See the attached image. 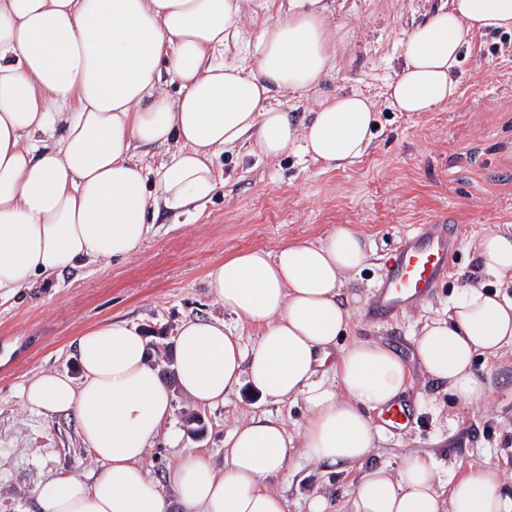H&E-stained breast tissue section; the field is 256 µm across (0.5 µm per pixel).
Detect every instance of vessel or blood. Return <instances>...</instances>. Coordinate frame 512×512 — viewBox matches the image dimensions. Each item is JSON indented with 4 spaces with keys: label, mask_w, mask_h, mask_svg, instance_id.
Masks as SVG:
<instances>
[{
    "label": "vessel or blood",
    "mask_w": 512,
    "mask_h": 512,
    "mask_svg": "<svg viewBox=\"0 0 512 512\" xmlns=\"http://www.w3.org/2000/svg\"><path fill=\"white\" fill-rule=\"evenodd\" d=\"M459 246L456 219L445 213L404 234L374 295L373 314L389 319L432 294L445 278ZM414 419L413 408L400 400L387 407L381 422L402 429Z\"/></svg>",
    "instance_id": "vessel-or-blood-1"
}]
</instances>
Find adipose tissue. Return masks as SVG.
<instances>
[{
  "label": "adipose tissue",
  "mask_w": 512,
  "mask_h": 512,
  "mask_svg": "<svg viewBox=\"0 0 512 512\" xmlns=\"http://www.w3.org/2000/svg\"><path fill=\"white\" fill-rule=\"evenodd\" d=\"M0 0V299L37 280L99 259L123 260L145 241L160 209L185 210L214 192V161L250 147L268 158L297 152L338 169L375 137L374 101L326 90L338 70L325 0ZM512 31V0H448L407 33L403 62L386 86L391 108L428 112L455 96L454 71L478 32ZM178 83V97L164 87ZM312 98L296 121L285 98ZM174 145L155 178L140 147ZM480 267L512 285V234L488 228L472 242ZM374 250L343 225L317 242L249 250L217 263L209 292L255 325L243 346L222 319L183 322L174 346L176 382L153 364L134 324L109 320L74 340L81 376L43 372L23 385L30 410L75 419L101 463L91 481H40V512H288L266 482L296 458L361 468L349 512H512L490 466L469 468L441 495L433 461L406 459L398 472L365 469L382 431L370 414L407 389L393 350L358 341L339 347L351 319L349 281ZM512 348V297L481 284L459 288L446 314L423 322L415 349L426 375L466 405L487 386L476 356ZM330 368L335 380L319 376ZM249 379L266 400L303 401L299 439L269 415L235 426L224 465L188 454L161 477L145 468L170 428L172 391L212 406Z\"/></svg>",
  "instance_id": "ef3b65f1"
}]
</instances>
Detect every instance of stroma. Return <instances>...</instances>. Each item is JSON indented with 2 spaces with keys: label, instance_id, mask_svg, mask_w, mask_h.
Wrapping results in <instances>:
<instances>
[{
  "label": "stroma",
  "instance_id": "stroma-1",
  "mask_svg": "<svg viewBox=\"0 0 512 512\" xmlns=\"http://www.w3.org/2000/svg\"><path fill=\"white\" fill-rule=\"evenodd\" d=\"M347 39L340 48L336 87L357 90L377 104L376 137L368 153L345 169H329L293 153L268 160L246 152L216 159L219 186L197 211H161L130 258L100 260L64 273L52 284L34 283L0 302V512H36L33 489L44 478L85 477L99 462L82 442L73 418H46L25 408L19 387L38 373L78 376L72 347L79 333L108 319L162 333L155 363L165 368L181 322L193 316L224 319L242 344L258 331L225 312L209 294V270L244 250L275 251L293 240L318 241L340 225L367 237L377 254L390 257L400 235L443 212L461 225L460 247L446 281L414 308L378 321L369 314L383 266L362 271L350 283L352 320L347 341H372L392 349L406 364L404 396L415 408L403 431L385 430L369 464L397 471L406 458L432 459L443 480L469 467L496 466L502 491L512 493V348L496 358L477 357L476 372L488 383L478 405L454 402L430 379L415 356V339L426 319L443 313L459 287L497 281L477 270L468 244L488 225L512 231V33L475 34L463 51L454 99L430 112H396L385 101V83L399 70L401 43L411 27L445 0H335ZM201 411L206 430L184 433L183 413ZM267 413L298 434L303 403L268 404L241 384L222 405L196 407L175 393L171 424L178 445L158 437L145 467L158 477L188 453L224 463V438L249 417ZM298 461L269 480L288 500V512H305L306 499L327 496L344 512L360 477Z\"/></svg>",
  "mask_w": 512,
  "mask_h": 512
}]
</instances>
